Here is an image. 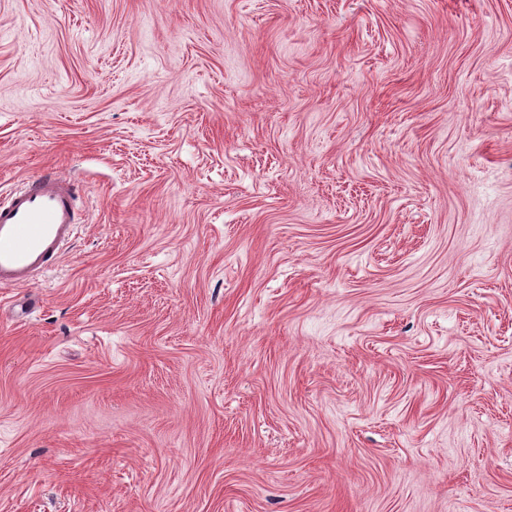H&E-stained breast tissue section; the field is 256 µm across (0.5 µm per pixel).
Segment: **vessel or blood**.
<instances>
[{
    "instance_id": "b4317fda",
    "label": "vessel or blood",
    "mask_w": 512,
    "mask_h": 512,
    "mask_svg": "<svg viewBox=\"0 0 512 512\" xmlns=\"http://www.w3.org/2000/svg\"><path fill=\"white\" fill-rule=\"evenodd\" d=\"M69 175L43 171L0 200V287L24 288L52 270L81 218Z\"/></svg>"
}]
</instances>
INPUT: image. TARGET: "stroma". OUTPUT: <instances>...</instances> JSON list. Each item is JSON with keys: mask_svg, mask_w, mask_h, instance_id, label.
<instances>
[{"mask_svg": "<svg viewBox=\"0 0 512 512\" xmlns=\"http://www.w3.org/2000/svg\"><path fill=\"white\" fill-rule=\"evenodd\" d=\"M0 512H512V0H0ZM69 175L44 170L0 201V287L24 288L52 270L81 218Z\"/></svg>", "mask_w": 512, "mask_h": 512, "instance_id": "1", "label": "stroma"}]
</instances>
